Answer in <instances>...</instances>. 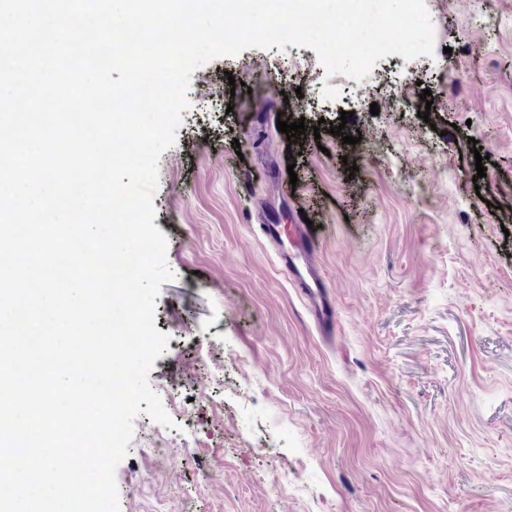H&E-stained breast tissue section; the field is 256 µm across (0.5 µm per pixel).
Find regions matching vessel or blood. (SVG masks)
<instances>
[{"mask_svg": "<svg viewBox=\"0 0 512 512\" xmlns=\"http://www.w3.org/2000/svg\"><path fill=\"white\" fill-rule=\"evenodd\" d=\"M259 229L274 246L279 266L291 284L299 288L318 328L325 334L331 332L336 324V310L323 275L311 260L313 239L309 225L298 216L287 226L267 219Z\"/></svg>", "mask_w": 512, "mask_h": 512, "instance_id": "1", "label": "vessel or blood"}]
</instances>
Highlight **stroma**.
<instances>
[{
  "label": "stroma",
  "instance_id": "stroma-1",
  "mask_svg": "<svg viewBox=\"0 0 512 512\" xmlns=\"http://www.w3.org/2000/svg\"><path fill=\"white\" fill-rule=\"evenodd\" d=\"M425 2L433 57L360 82L292 45L193 73L153 200L176 277L149 382L184 440L135 418L119 512H512V0ZM298 210L332 336L258 230Z\"/></svg>",
  "mask_w": 512,
  "mask_h": 512
}]
</instances>
